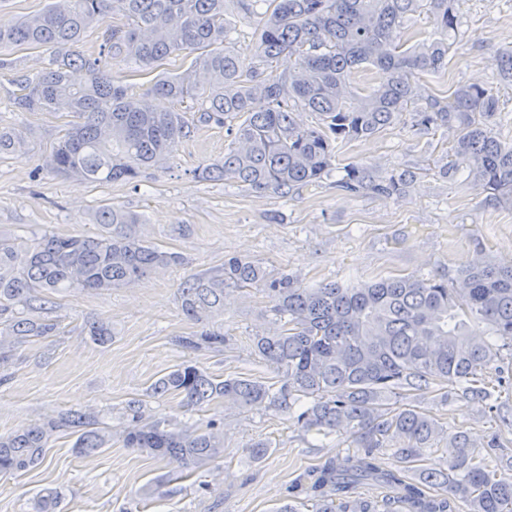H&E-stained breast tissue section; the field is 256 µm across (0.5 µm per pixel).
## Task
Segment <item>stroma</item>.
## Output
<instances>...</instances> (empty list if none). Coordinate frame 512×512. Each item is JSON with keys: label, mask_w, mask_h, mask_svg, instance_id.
<instances>
[{"label": "stroma", "mask_w": 512, "mask_h": 512, "mask_svg": "<svg viewBox=\"0 0 512 512\" xmlns=\"http://www.w3.org/2000/svg\"><path fill=\"white\" fill-rule=\"evenodd\" d=\"M458 12L448 69L421 75L419 90L444 97L458 83L490 89L499 102L497 130L512 141V82H504L495 65L497 55L512 53V0H459ZM54 55L52 48L28 46L0 53V129L23 139L16 151L0 155V234L92 236L99 231L95 210L107 201L142 215L138 234L183 262L126 288L41 296L42 316L57 325L54 335L23 342L0 335V351L9 356L0 367V435L75 410L97 416L111 437L97 454L82 456L74 435L54 434L41 466L0 474V512H33L35 497L46 488L61 493L59 512H123L133 501L140 512H273L304 473L354 453V436L347 429L327 437L305 433L288 413L264 403L238 410L216 402L188 411L179 397H153L151 385L186 363L217 379L278 377L252 349L253 336L277 327L262 289H227L223 310L196 322L181 311L183 283L222 274L228 255L259 262L275 276L288 273L305 287L380 276L445 277L483 256L512 263V200L492 204L482 187L443 177L455 131L419 128L407 115L343 147L337 158L384 173L413 171L398 198L348 196L329 179L285 198L200 180L196 170L222 158L229 143L215 125L195 126L163 166L145 170L138 182L98 185L64 177L46 169L45 159L62 135L65 112H20L13 105L18 78L35 77ZM94 321L111 327L107 344L87 335ZM205 327L224 332V347L178 345V337ZM132 400L191 429L223 420V461L191 471L124 447L125 409ZM405 401L431 411L447 433L466 430L477 452H485L495 434L512 442V425L486 404L444 403L425 388L409 391ZM258 443L267 444L266 454L250 457L248 448Z\"/></svg>", "instance_id": "obj_1"}]
</instances>
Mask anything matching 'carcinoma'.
I'll use <instances>...</instances> for the list:
<instances>
[{
    "label": "carcinoma",
    "mask_w": 512,
    "mask_h": 512,
    "mask_svg": "<svg viewBox=\"0 0 512 512\" xmlns=\"http://www.w3.org/2000/svg\"><path fill=\"white\" fill-rule=\"evenodd\" d=\"M458 0H51L15 27L0 29V52L16 45L50 46L59 58L34 79L20 81L14 98L23 112L71 114L46 167L91 183L132 182L141 169L167 160L170 147L193 123L226 128L224 158L196 171L201 180H225L283 197L332 176L340 143L372 136L411 113L417 126L458 131L454 160L443 175L466 176L512 198V145L496 133L498 99L476 84L455 87L448 98L421 97L419 74L448 68V35L458 32ZM255 19L254 54L243 61L230 46L229 11ZM120 22L105 26L109 15ZM432 19L440 37L418 40L414 17ZM104 28L101 56L93 60L76 47L91 29ZM172 55L190 60L177 74L156 76L136 98L113 72L117 61L150 68ZM290 61L279 73L269 68ZM87 79L71 83L68 71ZM360 70L381 74L366 92L352 85ZM160 96L190 100L192 118L161 111L147 101ZM315 116L298 122L297 111ZM21 136L0 130V155ZM414 175H382L362 164L342 167L336 188L349 194L401 196ZM96 236L45 234L31 242L0 238V313L17 302L60 290L124 288L179 257L146 243L136 231L140 215L113 204L95 213ZM227 286L265 291L278 330L253 337L254 352L275 366L281 379L268 384L250 377L217 380L183 364L159 378L155 396L177 394L182 407L200 409L222 400L239 409L266 401L300 427L327 436L354 428L361 452L330 460L305 484L312 512H512V448L493 439L485 455L468 434L450 437L441 465L421 466L445 430L430 411L404 407L397 398L409 389L435 385L448 397L493 399L484 371L512 349V264L473 261L448 282L435 275L381 277L357 285L307 288L291 275H270L259 263L224 260V274L196 279L181 288L183 314L194 321L224 308ZM55 324L35 315L8 323L21 341L53 333ZM183 343L195 349L224 345V334L203 330ZM124 444L187 467L224 457L220 422L188 431L166 417L127 405ZM77 434L75 448L93 454L109 442L95 421L79 412L0 436V473L33 468L44 461L51 433ZM398 465L383 466L388 443ZM392 489L367 499L364 484Z\"/></svg>",
    "instance_id": "obj_1"
}]
</instances>
